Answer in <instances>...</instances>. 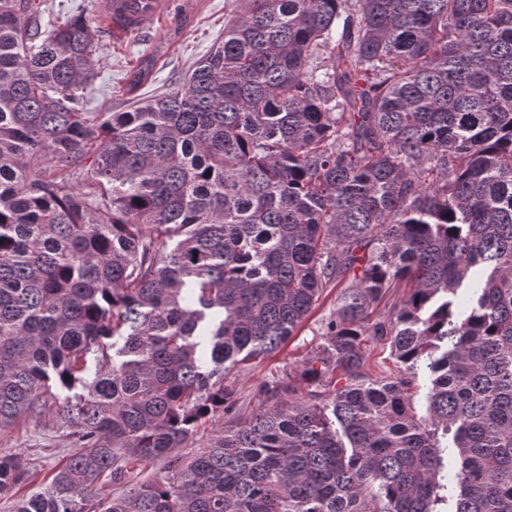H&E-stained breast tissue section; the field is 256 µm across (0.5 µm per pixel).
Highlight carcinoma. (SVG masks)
Wrapping results in <instances>:
<instances>
[{"label":"carcinoma","instance_id":"cac0c4a2","mask_svg":"<svg viewBox=\"0 0 512 512\" xmlns=\"http://www.w3.org/2000/svg\"><path fill=\"white\" fill-rule=\"evenodd\" d=\"M235 2L180 88L90 112L85 17L0 0V427L74 448L47 483L0 456V495L437 512L452 447L455 512H512V0ZM334 288L325 342L241 411L224 374ZM367 355V363L373 374L381 370H395L393 360L390 358V347L388 343L368 342L364 345ZM224 429V416L215 417L212 421H208L201 428L193 443H188L184 448H177L176 452L184 458L192 457L200 448L206 447L209 438L216 432Z\"/></svg>","mask_w":512,"mask_h":512}]
</instances>
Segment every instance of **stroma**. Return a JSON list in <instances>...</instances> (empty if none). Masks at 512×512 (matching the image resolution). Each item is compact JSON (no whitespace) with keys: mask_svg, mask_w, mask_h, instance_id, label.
I'll return each mask as SVG.
<instances>
[{"mask_svg":"<svg viewBox=\"0 0 512 512\" xmlns=\"http://www.w3.org/2000/svg\"><path fill=\"white\" fill-rule=\"evenodd\" d=\"M234 7V0H177L170 14L149 21L136 34L95 39L93 46L100 60V74L87 91L90 110L124 111L129 98L124 77L130 70L146 64L151 71L139 90L140 95L177 88L223 34L224 20ZM331 307V302H324L299 335L272 357L230 374L229 380L235 385L244 408L255 405L253 393L261 383L301 367L308 354L322 343L320 322ZM9 454L26 456L40 476L46 477L69 456L70 448L51 421H23L0 430V455Z\"/></svg>","mask_w":512,"mask_h":512,"instance_id":"1","label":"stroma"}]
</instances>
